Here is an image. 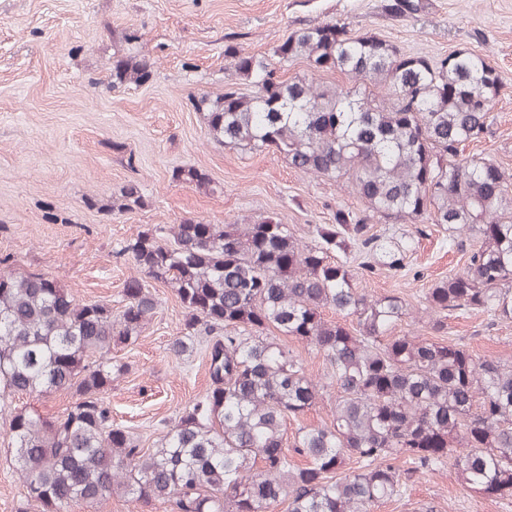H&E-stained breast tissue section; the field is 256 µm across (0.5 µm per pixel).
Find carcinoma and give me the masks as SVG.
<instances>
[{
	"mask_svg": "<svg viewBox=\"0 0 512 512\" xmlns=\"http://www.w3.org/2000/svg\"><path fill=\"white\" fill-rule=\"evenodd\" d=\"M422 8L384 5L404 18ZM224 57V93L190 97L212 138L250 153L274 147L299 173L346 180L365 209H336L308 242L275 212L144 230L122 248L137 275L115 316L45 273L1 272L0 399L71 396L54 416L8 415L24 497L41 512L114 495L169 512H376L413 476L446 467L464 490L511 500L512 362L472 355L447 323L472 314L512 322V171L464 154L491 131L496 69L468 50L430 59L337 22L299 27L269 54L228 43ZM296 59L354 84L280 79L277 65ZM150 77L134 55L112 62L117 86ZM409 223L438 225L450 244L471 241L462 270L425 293L426 336L395 333L410 310L400 294L356 287L358 249L391 270L416 247L411 233L372 225ZM150 280L185 310L172 351L208 338L210 384L141 448L112 422L106 394L124 368L112 347L136 343L159 306ZM283 338L322 355L325 380L310 378ZM323 403L331 421L297 429V467L287 421ZM402 457L405 468L395 464Z\"/></svg>",
	"mask_w": 512,
	"mask_h": 512,
	"instance_id": "1",
	"label": "carcinoma"
}]
</instances>
